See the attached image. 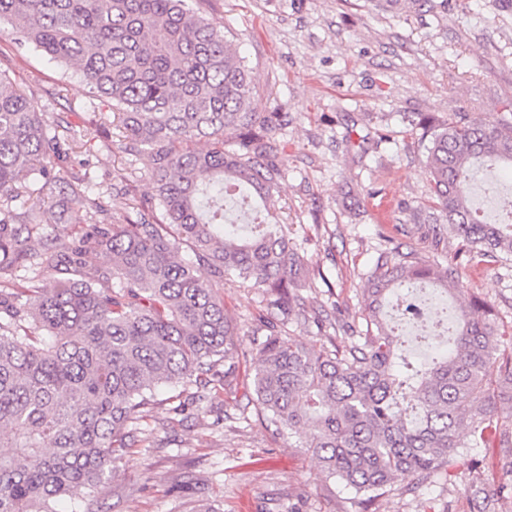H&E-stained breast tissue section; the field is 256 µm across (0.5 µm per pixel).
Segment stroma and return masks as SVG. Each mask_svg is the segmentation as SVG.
I'll return each mask as SVG.
<instances>
[{
  "instance_id": "obj_1",
  "label": "stroma",
  "mask_w": 512,
  "mask_h": 512,
  "mask_svg": "<svg viewBox=\"0 0 512 512\" xmlns=\"http://www.w3.org/2000/svg\"><path fill=\"white\" fill-rule=\"evenodd\" d=\"M200 9L232 33L250 70L254 111L286 115L270 210L286 220L312 280L301 291L310 316L289 320L290 335L316 352L357 343L365 278L380 250L402 244L456 269L449 307L484 301L498 326V355L512 357V259L471 262L448 224L421 220L433 192L411 123L419 113L446 120L464 112L494 125L512 113V0H448L447 12L406 19L372 0H202ZM0 69L40 98L46 120L65 116L94 146L70 166L115 218L129 207L112 188L114 172L139 175L140 193L152 196L141 157L99 150L92 119L110 107L75 72L14 52L6 37ZM224 304L241 342L232 389L213 395L207 413L176 412L169 390L159 389L105 495L79 504L83 512H470L469 460L495 468L498 449L464 450L450 472L399 482L369 502L327 478L295 439L267 429L251 398L252 339L269 299L228 288ZM321 311L326 321L314 322ZM387 319L414 367L446 347L445 337L411 335L396 311Z\"/></svg>"
}]
</instances>
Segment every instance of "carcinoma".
Listing matches in <instances>:
<instances>
[{
    "mask_svg": "<svg viewBox=\"0 0 512 512\" xmlns=\"http://www.w3.org/2000/svg\"><path fill=\"white\" fill-rule=\"evenodd\" d=\"M395 15L448 8V0H373ZM0 34L78 73L106 98L123 128L117 148L142 154L155 203L117 173L132 215L122 222L95 193L71 211L60 195L50 235L40 203L12 206L21 181L64 183L80 144L63 117L48 128L42 104L0 69V273L20 266L70 277L43 288L0 279V512H54L64 495L97 498L130 447V427L158 386L211 376L231 386L238 332L224 287L270 297L285 325L305 313L309 270L279 224L260 217L281 176L278 112L251 107L249 69L221 26L188 0H0ZM434 193L427 221L445 220L470 260L512 256V207L489 222L468 192L478 167L512 168V119L486 125L459 114L415 123ZM231 136L235 148H224ZM205 142L206 148L196 144ZM192 258L182 260L183 249ZM109 254L102 264L98 253ZM426 284L458 288L417 251L383 250L367 276L363 341L314 352L282 331L253 340L254 402L270 425L298 435L322 471L380 495L410 477L427 479L462 448H500L506 481L477 467L474 512L512 497V357L497 360L498 333L485 305L459 309L448 356L404 377L399 339L383 309L389 295ZM496 380H486L490 364Z\"/></svg>",
    "mask_w": 512,
    "mask_h": 512,
    "instance_id": "1",
    "label": "carcinoma"
}]
</instances>
